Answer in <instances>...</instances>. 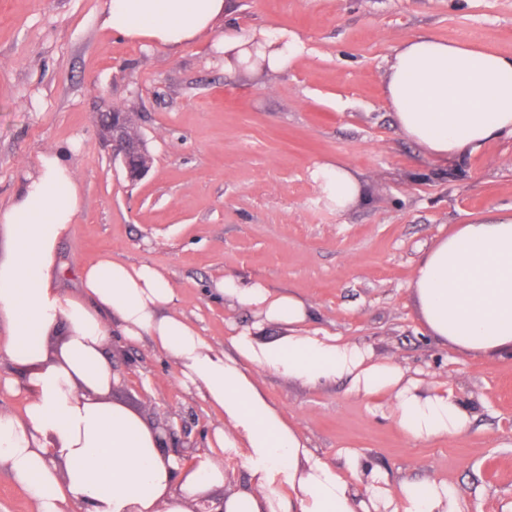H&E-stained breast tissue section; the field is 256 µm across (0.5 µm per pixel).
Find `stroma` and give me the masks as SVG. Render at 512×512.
<instances>
[{"label":"stroma","mask_w":512,"mask_h":512,"mask_svg":"<svg viewBox=\"0 0 512 512\" xmlns=\"http://www.w3.org/2000/svg\"><path fill=\"white\" fill-rule=\"evenodd\" d=\"M108 3L0 0V208L48 151L82 187L59 287L78 292L80 268L104 254L150 264L220 350L244 328L262 342L284 330L257 324L217 282L294 295L313 327L419 374L422 388L452 385L473 415L457 435L417 442L394 423L390 395L255 371L317 457L340 466L355 452L389 490L436 480L467 512H512V351L476 357L437 341L412 288L420 258L452 227L512 209V138L444 164L403 135L384 100L393 50L415 34L512 55V0H225L223 24L177 49L112 34ZM259 28L297 34L304 54L280 71L225 69L219 34ZM111 106L134 113L152 158L134 184L101 139ZM336 159L362 185L342 213L311 175ZM108 355L111 400L172 427L167 452L192 458L224 426L149 341L113 336Z\"/></svg>","instance_id":"1"}]
</instances>
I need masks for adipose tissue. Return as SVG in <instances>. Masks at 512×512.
<instances>
[{"label":"adipose tissue","mask_w":512,"mask_h":512,"mask_svg":"<svg viewBox=\"0 0 512 512\" xmlns=\"http://www.w3.org/2000/svg\"><path fill=\"white\" fill-rule=\"evenodd\" d=\"M224 0H110L104 24L131 40L180 47L212 32ZM227 68H287L304 52L288 30L258 29L223 37ZM386 101L408 139L445 161L512 137V55L419 34L389 61ZM337 212L361 196L343 161L312 171ZM82 192L56 152L41 155L19 196L0 209L10 248L0 258V319L9 338L0 353L23 373L22 415L0 414V468L35 512H192L207 490L223 485L211 454L247 451L249 488L224 500V512H368L364 493H381L384 475L350 454L349 469L365 485L315 458L308 440L270 404L252 375L261 370L316 387L343 381L351 393L392 395L391 416L415 441L451 437L471 422L451 387L421 391L397 365L376 361L357 344L310 329V308L296 296L274 295L259 283L224 278L217 290L285 328L258 342L252 331L231 338L234 356L214 349L174 310L164 273L103 255L81 269V290L57 286V248L80 209ZM413 293L430 336L487 356L512 350V212L454 227L421 257ZM131 340L148 339L172 358L179 380L230 423L213 432L192 462L161 450L160 433L128 407L110 400L117 381L106 353L111 318ZM393 512H463L447 485L399 484Z\"/></svg>","instance_id":"obj_1"}]
</instances>
